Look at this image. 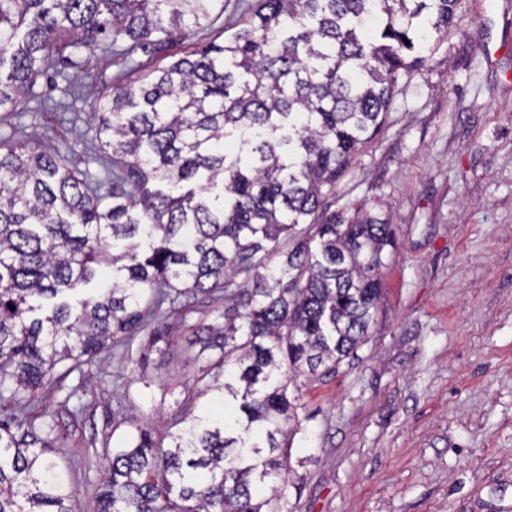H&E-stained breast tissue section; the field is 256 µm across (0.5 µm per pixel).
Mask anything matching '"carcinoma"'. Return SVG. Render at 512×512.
Listing matches in <instances>:
<instances>
[{"mask_svg":"<svg viewBox=\"0 0 512 512\" xmlns=\"http://www.w3.org/2000/svg\"><path fill=\"white\" fill-rule=\"evenodd\" d=\"M458 0H246L213 42L123 81L92 107L112 204L59 151L0 140V512H76L26 394L132 343L154 308L224 293L194 328L197 366L171 423L121 419L97 512H283L298 396L364 342L392 224L330 191L385 120L400 72L448 34ZM224 0H0V111L67 49L109 38L165 56ZM112 267L73 307L68 290ZM15 309H10V306ZM224 401L219 418L198 401Z\"/></svg>","mask_w":512,"mask_h":512,"instance_id":"1","label":"carcinoma"}]
</instances>
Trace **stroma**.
Returning <instances> with one entry per match:
<instances>
[{
	"instance_id": "1",
	"label": "stroma",
	"mask_w": 512,
	"mask_h": 512,
	"mask_svg": "<svg viewBox=\"0 0 512 512\" xmlns=\"http://www.w3.org/2000/svg\"><path fill=\"white\" fill-rule=\"evenodd\" d=\"M241 10L224 0L172 55L220 40ZM118 72L102 50L84 52L0 111V138L40 141L99 172L87 161L90 103ZM88 75L94 87L74 98L69 82ZM328 200L347 217L366 203L396 247L366 340L335 373L298 380L288 512H512V0H460L447 39L399 78L384 125ZM223 310L162 305L167 341L133 343L144 371L108 349L33 392L27 418L51 441L77 512H97L113 421L164 427L192 381L193 326Z\"/></svg>"
}]
</instances>
